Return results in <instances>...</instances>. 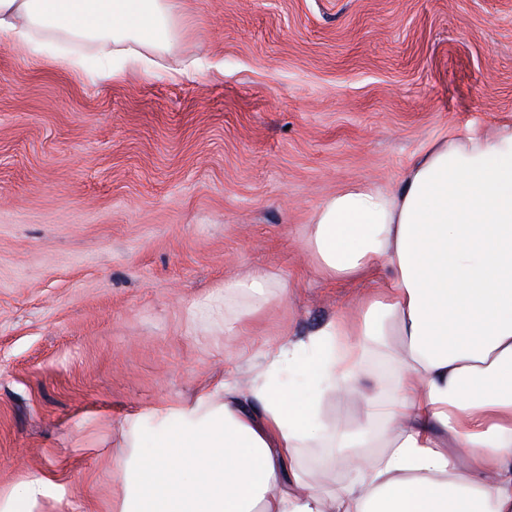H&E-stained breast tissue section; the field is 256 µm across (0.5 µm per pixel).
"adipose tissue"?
Masks as SVG:
<instances>
[{
	"mask_svg": "<svg viewBox=\"0 0 512 512\" xmlns=\"http://www.w3.org/2000/svg\"><path fill=\"white\" fill-rule=\"evenodd\" d=\"M50 38L104 46L101 78L147 73L176 38L172 0H0L1 45ZM307 243L328 280L385 277L360 306L237 356V377L127 419L135 478L115 512H512V123L428 141L396 188L337 191ZM279 285L256 270L224 298ZM394 336V396L363 393L367 351ZM331 399L363 405L361 429L326 422ZM322 442L338 484L301 465Z\"/></svg>",
	"mask_w": 512,
	"mask_h": 512,
	"instance_id": "ef3b65f1",
	"label": "adipose tissue"
}]
</instances>
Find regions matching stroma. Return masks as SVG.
Returning a JSON list of instances; mask_svg holds the SVG:
<instances>
[{
  "label": "stroma",
  "mask_w": 512,
  "mask_h": 512,
  "mask_svg": "<svg viewBox=\"0 0 512 512\" xmlns=\"http://www.w3.org/2000/svg\"><path fill=\"white\" fill-rule=\"evenodd\" d=\"M173 5L164 61L210 69L101 81L0 45V500L43 478L31 512H113L129 417L375 287L311 263L323 199L512 122V0ZM257 269L288 293L225 335Z\"/></svg>",
  "instance_id": "obj_1"
}]
</instances>
